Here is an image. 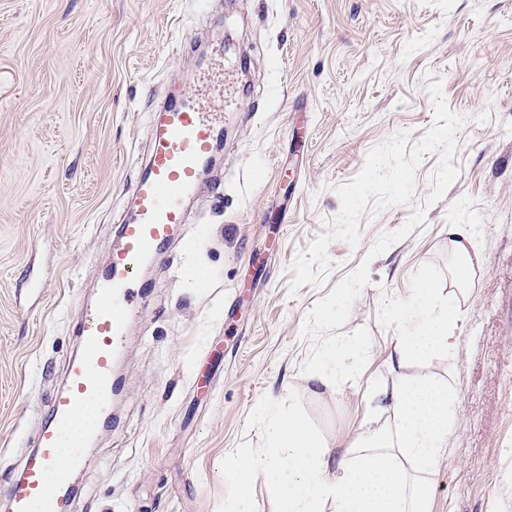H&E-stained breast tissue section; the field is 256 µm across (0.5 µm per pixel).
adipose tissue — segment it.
<instances>
[{
    "mask_svg": "<svg viewBox=\"0 0 512 512\" xmlns=\"http://www.w3.org/2000/svg\"><path fill=\"white\" fill-rule=\"evenodd\" d=\"M454 257L453 284L466 291L482 255L472 225L448 227ZM386 316L399 334L394 364L452 354L459 338L458 307L442 298L429 275H421L411 296L390 303ZM366 356L363 346L341 339L331 342L304 381L309 390L329 388L345 377L351 363ZM456 397L447 384L429 375H407L372 384L368 414L391 413L392 421L354 440L328 444L296 411L262 402L263 445L243 450L231 479L234 491L226 512H255L252 478L263 474L278 512H431L433 476L452 455L449 429Z\"/></svg>",
    "mask_w": 512,
    "mask_h": 512,
    "instance_id": "adipose-tissue-1",
    "label": "adipose tissue"
}]
</instances>
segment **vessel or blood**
<instances>
[{
  "instance_id": "vessel-or-blood-1",
  "label": "vessel or blood",
  "mask_w": 512,
  "mask_h": 512,
  "mask_svg": "<svg viewBox=\"0 0 512 512\" xmlns=\"http://www.w3.org/2000/svg\"><path fill=\"white\" fill-rule=\"evenodd\" d=\"M149 127L132 205L119 226L121 246L101 270L97 300L86 308L77 331L81 356L68 363L62 387L48 402L37 444L25 450L20 478L4 492L7 512H32L39 501L45 503V512H71L65 476H58L55 485L47 483L61 433L85 401L108 411L116 385L113 362L150 286L137 274L167 254L178 230L189 221L187 200L215 174L212 157L224 141V120L207 111L197 95L169 91L155 105Z\"/></svg>"
}]
</instances>
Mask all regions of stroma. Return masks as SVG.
I'll return each instance as SVG.
<instances>
[{
    "instance_id": "obj_1",
    "label": "stroma",
    "mask_w": 512,
    "mask_h": 512,
    "mask_svg": "<svg viewBox=\"0 0 512 512\" xmlns=\"http://www.w3.org/2000/svg\"><path fill=\"white\" fill-rule=\"evenodd\" d=\"M233 27L249 75L203 70L181 38ZM204 72V104L224 112L222 204L202 189L193 218L147 276V308L118 356L125 379L77 467L74 512H225V472L257 448V404L293 405L327 441L377 428L366 394L396 345L384 306L421 272L448 285V227L474 225L483 262L452 355L412 363L459 401L432 512H512V0H0V485L17 477L50 397L77 354V301L118 245L147 107ZM442 81L461 116L460 175L427 204L425 155L412 205L332 242L326 284L290 293L289 267L340 210L337 185L400 130L434 122ZM425 221L370 264L342 333L367 327L356 382L307 391V312L356 269L413 204ZM206 271L193 284L189 269Z\"/></svg>"
}]
</instances>
